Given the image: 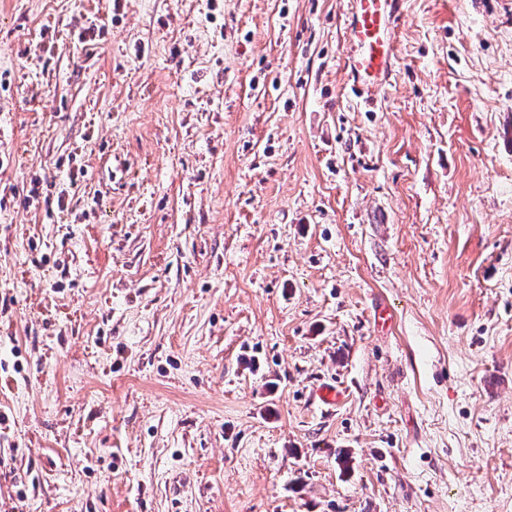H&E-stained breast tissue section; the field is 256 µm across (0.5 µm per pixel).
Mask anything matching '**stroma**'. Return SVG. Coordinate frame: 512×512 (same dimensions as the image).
Masks as SVG:
<instances>
[{"label": "stroma", "instance_id": "stroma-1", "mask_svg": "<svg viewBox=\"0 0 512 512\" xmlns=\"http://www.w3.org/2000/svg\"><path fill=\"white\" fill-rule=\"evenodd\" d=\"M347 8L0 0V512H512V0ZM400 0H350L345 14L350 90L368 105L372 90L383 88L394 66L393 32ZM367 94V96H365Z\"/></svg>", "mask_w": 512, "mask_h": 512}]
</instances>
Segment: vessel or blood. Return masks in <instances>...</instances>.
I'll return each instance as SVG.
<instances>
[{"instance_id":"vessel-or-blood-1","label":"vessel or blood","mask_w":512,"mask_h":512,"mask_svg":"<svg viewBox=\"0 0 512 512\" xmlns=\"http://www.w3.org/2000/svg\"><path fill=\"white\" fill-rule=\"evenodd\" d=\"M399 4L400 0H349L345 67L355 99H364L391 80Z\"/></svg>"}]
</instances>
